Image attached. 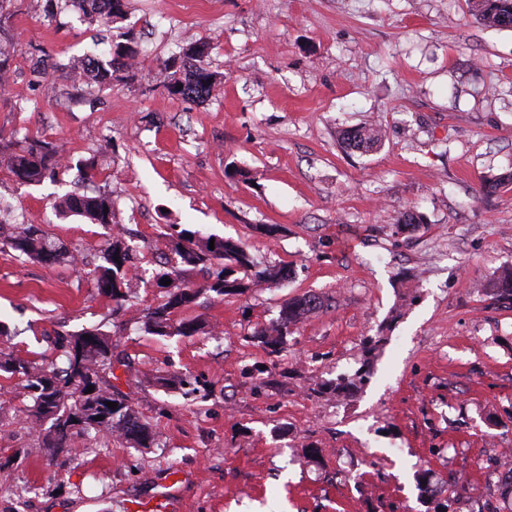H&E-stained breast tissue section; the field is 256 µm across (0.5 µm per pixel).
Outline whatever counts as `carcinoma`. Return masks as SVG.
<instances>
[{
	"label": "carcinoma",
	"mask_w": 512,
	"mask_h": 512,
	"mask_svg": "<svg viewBox=\"0 0 512 512\" xmlns=\"http://www.w3.org/2000/svg\"><path fill=\"white\" fill-rule=\"evenodd\" d=\"M476 9L483 23L504 28L506 19H512V0H477ZM208 48L191 43L182 51L163 62L165 86L173 94L193 100L205 99L214 87L217 75L206 62ZM137 57L133 42L113 45V58L108 63L87 56L85 74L95 83L112 79L116 64L129 67ZM343 143L352 150L368 151L380 143L376 130L358 127L343 132ZM58 162V152L50 142H39L20 151L9 153L8 164L12 173L26 183H39L53 172ZM59 208L89 219L94 224L108 226L113 223L112 198L103 193L95 196H67L58 203ZM174 258L169 268L159 274V279L170 281L167 301L148 310L144 329L147 333L168 336L172 333L192 336L202 329L196 321L174 323L172 313L194 302L201 291L216 296L241 295L252 288L288 276V266L260 264L250 252L234 241L224 238L195 239V232L171 226ZM214 249H209V243ZM18 252L23 261L44 264L67 263L73 266L82 262L79 255L62 243L38 230L32 224H17L14 232L0 236V250ZM195 268L209 272L207 281L194 288L183 279V273ZM133 249L115 236L101 255V264L95 268V286L108 294L117 304L129 298L132 278L135 275ZM322 300L316 294H305L286 300L278 318L257 329L251 336L273 351L280 349L291 333V328L307 315L320 309ZM66 366L52 369L44 364L26 361L0 351V371L24 379L33 401L30 410L31 427L44 434L43 448L48 454H63L73 461L80 452L69 445L72 435L94 432L102 439H124L130 444L146 448L155 440L153 428L142 422L126 397L102 373L112 370V343L110 335L100 327L84 328L62 338ZM94 387L87 396V387ZM115 402L112 409L108 403ZM101 420H96V417Z\"/></svg>",
	"instance_id": "1"
}]
</instances>
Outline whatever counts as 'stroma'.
<instances>
[{
  "instance_id": "obj_1",
  "label": "stroma",
  "mask_w": 512,
  "mask_h": 512,
  "mask_svg": "<svg viewBox=\"0 0 512 512\" xmlns=\"http://www.w3.org/2000/svg\"><path fill=\"white\" fill-rule=\"evenodd\" d=\"M31 2L0 0V145L54 143L62 167L28 185L0 159V234L23 215L84 264L0 251V349L61 367L56 334L101 327L158 439L78 433L77 460L52 458L24 380L1 373L0 512H512L496 469L512 448V301L482 289L512 267V29L470 0H125L107 26ZM125 35L132 68L72 79L69 61L109 58ZM192 42L219 76L202 102L162 83ZM365 123L380 146L343 148ZM104 192L113 228L54 209ZM172 224L291 274L219 297L188 271L200 293L172 318L204 332L146 334ZM115 228L138 267L120 306L94 283ZM308 293L323 305L280 352L252 339ZM174 375L202 399L166 390Z\"/></svg>"
}]
</instances>
